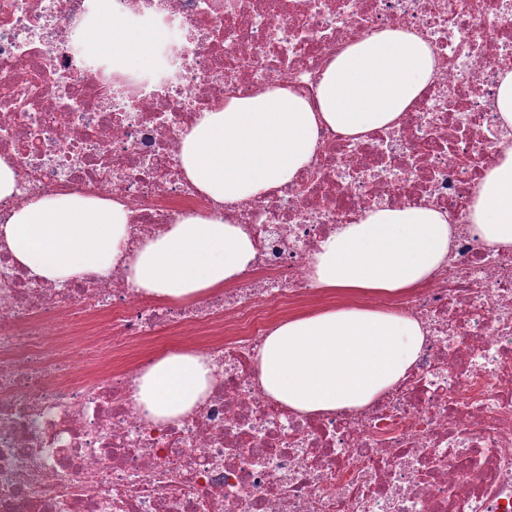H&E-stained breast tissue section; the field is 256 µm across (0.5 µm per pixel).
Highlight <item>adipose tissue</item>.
Listing matches in <instances>:
<instances>
[{"mask_svg":"<svg viewBox=\"0 0 512 512\" xmlns=\"http://www.w3.org/2000/svg\"><path fill=\"white\" fill-rule=\"evenodd\" d=\"M156 33L109 26L86 46L125 64H150ZM430 45L417 33L387 29L344 46L319 79L316 101L292 87L233 97L199 113L181 139L186 178L218 209H231L296 180L317 149L321 125L359 137L395 124L435 76ZM506 137L471 200L482 244L512 250V68L497 74L494 101ZM128 212L116 200L46 193L16 207L0 224V247L38 278L67 283L122 266L144 296L173 304L203 299L252 265L253 242L218 215L189 216L126 252ZM447 213L415 206L364 211L320 245L312 277L323 289L349 295L400 294L418 287L447 259ZM426 336L412 317L341 306L288 318L258 354L259 382L278 403L304 413L362 408L402 381ZM213 368L184 352L159 355L137 381V400L150 416H183L205 396Z\"/></svg>","mask_w":512,"mask_h":512,"instance_id":"1","label":"adipose tissue"}]
</instances>
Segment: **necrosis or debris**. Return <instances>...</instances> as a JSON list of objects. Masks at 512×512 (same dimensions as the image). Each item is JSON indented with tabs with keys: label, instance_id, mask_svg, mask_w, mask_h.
<instances>
[{
	"label": "necrosis or debris",
	"instance_id": "obj_1",
	"mask_svg": "<svg viewBox=\"0 0 512 512\" xmlns=\"http://www.w3.org/2000/svg\"><path fill=\"white\" fill-rule=\"evenodd\" d=\"M93 2L0 0V157L16 202H122L129 251L211 210L180 163L198 113L283 85L316 100L327 62L385 29L420 33L437 70L398 124L357 139L320 127L296 182L224 212L257 256L223 294L157 303L120 266L60 286L0 250V512H512V252L469 231L502 143L512 0H111L114 24L179 33L135 70L84 52L103 26ZM411 205L447 212L453 237L419 287L368 300L423 325L408 378L359 410L271 399L253 365L272 311L318 296L321 243L367 209ZM164 332L215 366L173 422L138 404L143 362L105 366ZM18 180V173L13 166L0 158V200H6L18 192Z\"/></svg>",
	"mask_w": 512,
	"mask_h": 512
}]
</instances>
